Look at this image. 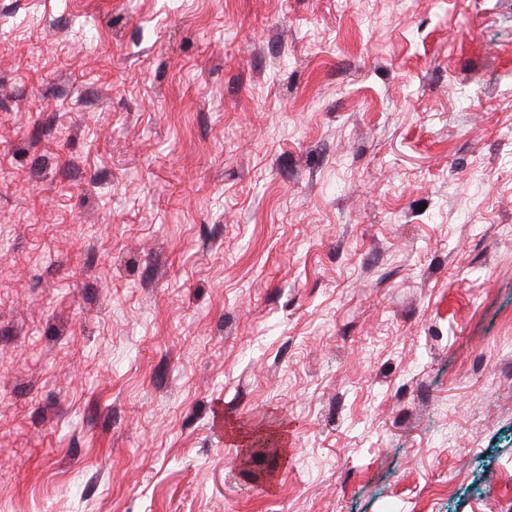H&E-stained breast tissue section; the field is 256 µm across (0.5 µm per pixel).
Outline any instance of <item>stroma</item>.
Listing matches in <instances>:
<instances>
[{
  "label": "stroma",
  "instance_id": "stroma-1",
  "mask_svg": "<svg viewBox=\"0 0 512 512\" xmlns=\"http://www.w3.org/2000/svg\"><path fill=\"white\" fill-rule=\"evenodd\" d=\"M509 226L512 0H0V512H512Z\"/></svg>",
  "mask_w": 512,
  "mask_h": 512
}]
</instances>
